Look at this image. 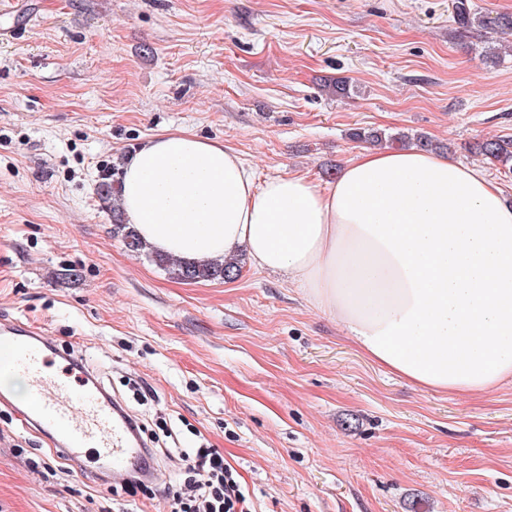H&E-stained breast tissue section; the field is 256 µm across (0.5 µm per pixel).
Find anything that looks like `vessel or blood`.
I'll return each mask as SVG.
<instances>
[{
	"label": "vessel or blood",
	"instance_id": "1",
	"mask_svg": "<svg viewBox=\"0 0 512 512\" xmlns=\"http://www.w3.org/2000/svg\"><path fill=\"white\" fill-rule=\"evenodd\" d=\"M49 348L40 330L21 322L0 323V354L13 372L26 377L34 398L27 421L52 430L68 457L89 453L107 471L127 473L139 454L136 431L111 397L79 380L70 367L54 369Z\"/></svg>",
	"mask_w": 512,
	"mask_h": 512
}]
</instances>
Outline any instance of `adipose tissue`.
<instances>
[{"label":"adipose tissue","instance_id":"1","mask_svg":"<svg viewBox=\"0 0 512 512\" xmlns=\"http://www.w3.org/2000/svg\"><path fill=\"white\" fill-rule=\"evenodd\" d=\"M120 181L149 251L198 265L247 254L415 386L512 379V203L480 168L365 149L325 186L261 179L222 142L175 130L131 154Z\"/></svg>","mask_w":512,"mask_h":512}]
</instances>
